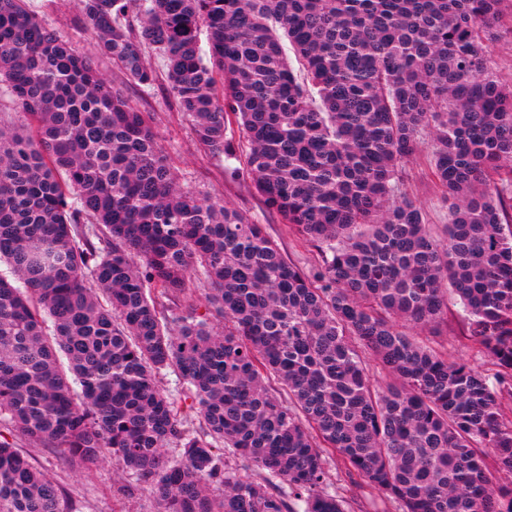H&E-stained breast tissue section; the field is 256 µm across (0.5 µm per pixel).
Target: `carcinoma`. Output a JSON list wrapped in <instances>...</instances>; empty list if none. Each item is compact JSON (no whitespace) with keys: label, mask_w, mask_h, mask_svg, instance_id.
Segmentation results:
<instances>
[{"label":"carcinoma","mask_w":512,"mask_h":512,"mask_svg":"<svg viewBox=\"0 0 512 512\" xmlns=\"http://www.w3.org/2000/svg\"><path fill=\"white\" fill-rule=\"evenodd\" d=\"M27 2L0 0V84L26 118L0 124V512H61L9 435L121 462L159 512H350L329 459L398 512H512V82L489 67L508 0H75L138 86L158 80L146 50L165 56L210 154L232 155L237 119L308 269L181 187L150 117ZM427 143L440 235L404 190ZM194 281L202 312L181 307ZM450 295L493 375L423 340ZM160 386L165 393L179 404L188 394L187 385L171 369L162 371L159 375Z\"/></svg>","instance_id":"cac0c4a2"}]
</instances>
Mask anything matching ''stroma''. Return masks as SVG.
<instances>
[{"mask_svg": "<svg viewBox=\"0 0 512 512\" xmlns=\"http://www.w3.org/2000/svg\"><path fill=\"white\" fill-rule=\"evenodd\" d=\"M30 5L49 27L70 39L77 50L93 57L99 71L137 106L150 114L158 133L159 144L174 166L183 187L223 197L235 209L262 224L267 235L283 254L302 268L311 267L317 254L314 248L297 240L288 232L280 217L269 210L255 191L247 175L229 179L225 166L244 165L246 143L236 124H229L228 140L236 149L233 159L212 156L194 136L192 126L179 112L177 103L166 82H158L145 90L129 81L111 61L98 56L95 34L86 24L73 0H31ZM409 196L427 213L430 223L441 225L448 221V203L444 191L428 174V154L420 152L403 169ZM461 309L456 303L448 305V330L436 341L447 348L449 355L463 360L480 371L489 366L470 342L458 330ZM17 449L47 473L62 490L64 512H158L159 504L149 486L137 481L135 475L123 471L112 459H104L92 469L64 462L46 448L18 442ZM126 485V494L115 492V485Z\"/></svg>", "mask_w": 512, "mask_h": 512, "instance_id": "35a3bbf8", "label": "stroma"}]
</instances>
